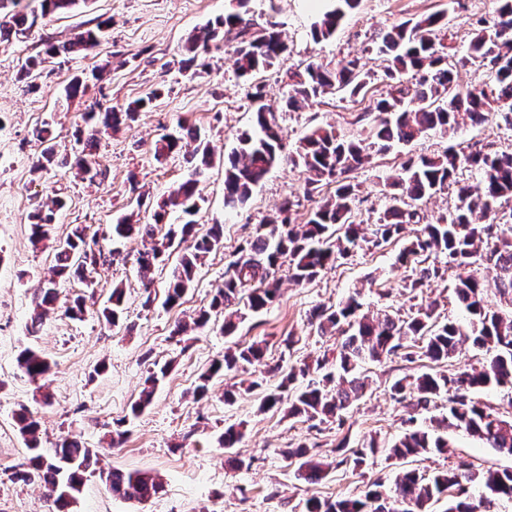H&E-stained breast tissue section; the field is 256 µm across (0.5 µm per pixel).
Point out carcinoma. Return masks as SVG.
<instances>
[{
    "instance_id": "cac0c4a2",
    "label": "carcinoma",
    "mask_w": 512,
    "mask_h": 512,
    "mask_svg": "<svg viewBox=\"0 0 512 512\" xmlns=\"http://www.w3.org/2000/svg\"><path fill=\"white\" fill-rule=\"evenodd\" d=\"M81 2L40 0L41 14H65L77 9ZM359 6L360 0H336L331 10L312 22L313 40L320 42L335 36L347 14ZM35 23L36 17L20 12L1 16L0 43L25 33ZM101 31L99 23L96 29L83 31L62 46L45 43L42 51L26 60V73L40 69L47 59L60 53L92 49ZM446 32L440 13L381 30L374 46L383 55L386 94L374 99L357 117L362 122L374 116L368 138L348 139L331 126H315L290 158L306 174L307 197H313L321 186L328 184L335 185L333 195L317 204L302 224L291 219L295 202L283 200L275 213L255 227L246 245L229 261L224 271V288L213 297L209 309L200 311L193 319L194 328L202 329L212 313L233 304L259 312L279 297L280 280L276 274L281 266L288 265L289 280L298 285L310 284L362 242L375 247L403 242L398 262L411 265L404 289L413 296L440 277V267L428 263L433 254L442 256L444 264L450 267L466 268L477 263L493 266L497 271L493 284L467 275L459 278L454 287L461 309L480 324L475 335L464 333L452 321H440L432 302L418 304L406 317L387 313L374 316L360 312L361 304L356 296L350 295L334 308L317 307L311 314L310 323L319 335L342 337L335 368L326 369L320 363L313 367L303 361L287 371L276 369L280 380L265 393L262 408H282L291 417L322 424L332 419L343 421V414L364 396L368 378L362 367L366 362L393 358L409 362L417 358L426 360L429 370L410 380H395L390 387L391 397L399 403L407 401L415 409H425L434 399L446 395L448 412L433 420L432 429H410L394 441L388 458L397 461L447 451L450 429L464 430L490 447L512 454V421L496 416L476 399L481 390L512 386V315L505 316L487 303L491 291L512 301V207L504 210V205L512 202V151L483 146L458 151L450 147L433 156H409L391 177L390 186L396 193L371 225L370 235H365L353 209L358 188L353 174L369 161V150L385 153L430 132L445 134L467 123L480 125L496 113L505 125L512 127V0H498L492 18L477 21L466 56L460 60L463 66L474 64L485 70L487 81L479 86L462 90L454 85L455 65L448 62L444 52ZM219 38L236 41L234 64L240 77L251 78L280 66L288 50L283 32L276 26L256 30L248 12L230 13L208 22L187 38L184 70L196 75L197 69L204 67L198 63L199 55ZM367 78L358 58L341 59L333 67L313 61L302 68L289 67L282 71V81L289 87L284 106L295 110L309 99L334 92L357 96L367 86ZM160 96L155 90L147 98L130 103L123 112L107 109L85 113V126L79 130L77 139L82 149L73 162L78 173L91 182L102 176L94 157L101 128L121 124ZM254 116V130L237 135V144L224 161V206L231 210L245 206L255 187L285 158L274 110L262 103L260 95L255 100ZM36 138L43 145L39 168L55 164L51 127L43 125ZM186 139L196 143L192 153L194 166L157 203L154 223L141 224L127 215L112 225V236H138L145 242L136 259L144 275L163 262L167 253L192 238L172 271L166 306H174L182 299L194 282L198 265L224 245L221 224L210 225L201 235L195 232L193 216L204 201L198 189L199 176L210 165L208 146L197 130L179 123V135L165 134L156 141L154 157L160 162L180 152ZM464 168L474 175L473 181L459 178V171ZM449 187L455 189L459 200L455 211L435 224L422 223L420 203ZM63 207V200L56 198L51 208L31 215L33 244L50 236L55 211ZM172 212L185 218L178 229L166 227L167 216ZM118 254L116 249L104 250L96 236L89 235L87 225L74 224L55 254V275L74 274L85 283L97 266L113 262ZM57 298L56 280L51 279L35 298L31 328L43 324L55 310ZM111 301L112 307L105 309L103 315L107 323L115 326L124 302L121 287H113ZM465 340L485 352L480 366L453 373L434 370L453 358ZM265 353L266 345L261 340L224 352V358L213 361L200 375L196 394L206 395L213 376L259 362ZM18 364L34 382L51 369L47 358L33 348L20 351ZM166 373L164 365L150 375L148 387L131 407L132 414L150 405L155 385ZM16 422L30 457L27 468L15 473V478L39 483L49 498L51 512H70L87 477L96 472V454L75 437L62 439L49 454L42 447L39 422L27 410L17 414ZM311 447L318 444L301 442L288 449L285 457L298 460L303 479L318 482L327 474L330 464L313 460L309 456ZM376 452L375 442H363L354 451L355 466L365 465ZM106 479L113 494L138 502L149 500L162 488L161 478L149 471L112 469ZM380 487V483L372 484L361 497L310 498L306 512H429L443 498L445 512H488L498 502L512 501V470L479 472L461 465L427 476L417 468H404L396 478L395 495H384Z\"/></svg>"
}]
</instances>
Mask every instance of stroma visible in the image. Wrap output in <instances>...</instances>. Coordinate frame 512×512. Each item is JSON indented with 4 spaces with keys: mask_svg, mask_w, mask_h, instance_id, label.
I'll use <instances>...</instances> for the list:
<instances>
[{
    "mask_svg": "<svg viewBox=\"0 0 512 512\" xmlns=\"http://www.w3.org/2000/svg\"><path fill=\"white\" fill-rule=\"evenodd\" d=\"M235 5L236 0H87L79 9L40 20L29 32L0 45V512H50L43 487L15 478L28 458L15 420L23 407L39 420L44 449L65 436H78L98 451L102 469L147 470L163 478L160 493L138 503L112 496L99 476L89 477L72 512H305L309 498L358 497L377 480L390 490L399 466L387 458L385 447L408 426L430 427L447 410L446 399L440 397L412 417L392 400L395 379L423 370L421 362L399 359L364 365L370 386L339 424L313 428L283 411L261 410L259 390L230 404L224 400L227 385L255 378L261 370L321 357L335 361L336 338L317 335L310 324L317 306L337 305L354 293L363 310L408 312L411 302L402 288L406 269L397 261L396 243L381 248L361 245L311 284L283 282L279 299L260 313L247 314L235 335H225L219 315L188 334L177 336L173 329L209 307L224 285L231 254L284 198L296 201L294 217L300 223L315 206L304 194L301 170L284 162L266 175L247 206L226 213L224 155L235 146L238 133L253 126L251 93L261 92L264 103L275 108L287 152H294L314 126L330 125L351 138L367 135V127L356 117L370 96L384 89L380 58L371 49L375 33L430 13H445L446 52L454 62L466 53L473 20L493 14L497 0H362L333 38L318 43L311 38L310 25L318 13L331 8L332 0H248L246 8L258 26L280 23L288 45L286 66L358 57L371 74L367 97L327 94L295 111L281 108L288 87L278 70L251 82L238 77L230 45L219 44L203 55L205 70L200 76L183 72L182 46L188 34ZM101 21L106 34L92 50L58 55L39 72L22 77L25 60L45 42L63 44ZM78 76L87 80L85 93L66 97V87ZM156 88L161 97L138 112L134 121L101 133L95 160L102 178L93 183L82 180L67 166L35 170L41 152L35 133L44 124L52 126L59 156L70 159L84 113L109 106L124 109ZM183 120L198 127L212 149V163L200 178L204 203L195 220L202 227L223 225V248L205 259L192 287L177 305L168 307L164 299L174 258L156 266L150 288H143L136 264L143 243L135 237L126 239L119 259L94 272L95 289L76 280L62 285L61 301L85 297L82 319L59 310L37 332H30L32 299L50 279L55 248L71 225H88L100 245L111 249L116 217L131 213L148 222L157 201L187 176L183 155L163 163L153 157L155 140ZM476 143L512 148V129L493 117L453 135L430 134L405 150L374 154L371 163L354 174L362 219L375 221L388 206V178L405 153L431 155ZM57 195L67 205L57 213L49 240L34 246L29 215ZM459 274L458 268L448 269L422 296L437 301L441 319L457 321L467 332L471 319L454 300ZM117 283L125 288L124 313L112 326L102 310ZM288 338L293 347L285 346ZM255 340L266 343L262 366L213 378L205 397L194 396L200 374L227 347ZM27 347L39 350L51 364L44 383L31 381L17 364L19 352ZM162 365L168 372L156 386L151 404L139 416H131L145 380ZM230 425L243 431L235 448L246 462L240 470L224 465L220 436ZM116 429L126 433L117 446L112 443ZM369 439L376 441L379 451L365 466L355 468L352 450ZM450 440L447 453L423 455L417 468L431 474L465 461L477 471L512 469V455L465 431L451 432ZM300 442L316 444L317 458L331 462L321 481L303 480L297 465L282 457L283 448Z\"/></svg>",
    "mask_w": 512,
    "mask_h": 512,
    "instance_id": "obj_1",
    "label": "stroma"
}]
</instances>
